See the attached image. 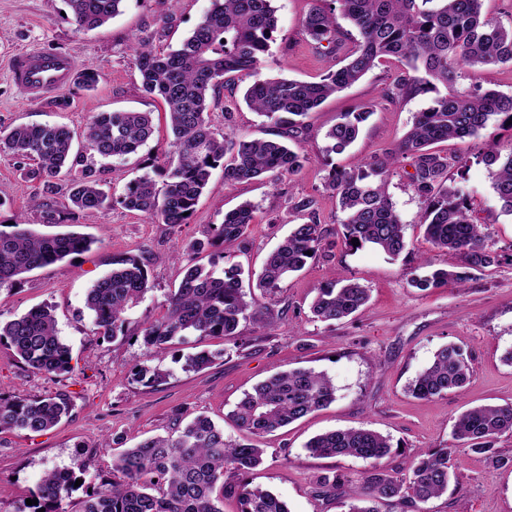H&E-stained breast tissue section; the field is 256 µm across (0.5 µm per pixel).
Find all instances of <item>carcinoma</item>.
<instances>
[{
  "mask_svg": "<svg viewBox=\"0 0 512 512\" xmlns=\"http://www.w3.org/2000/svg\"><path fill=\"white\" fill-rule=\"evenodd\" d=\"M75 24L86 30L103 26L121 13L125 0H65ZM273 0H211L180 47L167 52L145 42L133 47L142 88L167 107L172 134L171 152L153 160L151 170L129 182L112 199L103 189L95 157L124 159L144 146L153 134L145 112H100L87 125L84 148L74 147V135L65 126L19 124L0 128V151L17 160L23 177L36 181L41 196L31 207L42 223L64 225L78 217L91 219L116 202L122 207L156 216L163 224H186L207 188L212 170H224V182L248 181L273 172L295 175L306 158L283 142L216 134L208 113L210 93L224 83L252 79L245 92L247 106L275 125L299 127L326 99L358 82L378 64L397 63L400 73L384 97L400 100L419 92H434L432 104L418 113L409 130L382 158L353 168L333 166L324 188L338 199L347 244L358 239L390 256L407 248L404 225L387 192L396 164L406 159L413 168L410 186L424 205V234L431 245L462 258V270L432 268L416 281L421 289L450 282L462 284L469 271L499 262L483 222L471 207L463 188L450 180L449 171L462 158L435 149L448 141H464L492 125L512 124V96L485 89L477 74L485 68L512 63V28L483 13L484 0H321L302 19L310 40L340 48L337 39L343 18L359 39L345 64L319 80L262 78L259 66L277 33ZM445 93H439V88ZM372 113L359 106L340 115L327 132L325 158L344 153L356 140L359 124ZM482 162L501 208L512 213V147L494 141ZM164 178V191L155 177ZM68 200L66 210L57 198ZM256 205L244 202L224 214L213 240L226 246L245 242ZM326 229L316 213L298 224L268 255L258 287L269 293L292 273L300 271L317 252ZM94 239L74 231L41 234L22 220L10 232L0 230V289L12 288L23 276L90 250ZM237 266L217 270L187 259L176 290L168 296L164 313L142 329L147 349L158 348L193 333L199 337L237 335L240 319L250 304ZM152 290L147 264L138 255L113 262L112 270L88 290L85 307L93 325L106 339L125 336L128 313ZM368 290L353 279H331L318 289L311 311L332 324L360 310ZM36 373L59 377L71 372V349L59 336L54 310L42 305L21 316L0 318V343ZM215 355L200 351L185 359L184 369L199 370ZM164 358L136 373L137 381L157 384L169 376ZM470 368L463 350L449 343L437 350L433 362L409 386L420 398L459 392ZM336 388L328 375L309 368L278 372L257 384L232 411L241 430L262 437L333 402ZM72 410L64 392L39 396L0 394V433L40 434L55 427ZM512 433V405L482 406L463 412L455 421L453 437L492 464L512 460L499 454L497 438ZM308 451L322 458H359L368 463L360 484L345 489V476L330 471L314 479V493L336 497L341 491L344 512H378L377 504L399 500L414 508L447 493L451 449L425 451L410 476L399 478L385 465L392 452L388 438L367 429H337L312 438ZM265 449L224 437V429L205 415L187 423L177 437H151L122 451L113 460L117 481L104 482L86 492L83 512H224V500L234 499L237 512H289L273 493L251 487L245 476L263 463ZM81 476L73 469L44 470L29 512H65L63 502Z\"/></svg>",
  "mask_w": 512,
  "mask_h": 512,
  "instance_id": "obj_1",
  "label": "carcinoma"
}]
</instances>
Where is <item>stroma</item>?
<instances>
[{
  "mask_svg": "<svg viewBox=\"0 0 512 512\" xmlns=\"http://www.w3.org/2000/svg\"><path fill=\"white\" fill-rule=\"evenodd\" d=\"M316 0H275L278 32L260 66L261 77L284 75L301 81L319 80L341 65L356 37L350 24L342 26L338 52L306 37L301 20ZM211 6V0H125L121 15L103 27L84 31L66 16L65 0H0V126L58 124L83 133L100 112L150 113L154 133L146 146L126 160L109 162L102 177L112 196L142 174L153 155L170 149L172 135L160 100L141 87L131 47L140 40L154 48L176 47ZM25 48H47L72 55L78 67L98 72L95 89L69 85L62 91L67 107L53 100H33L8 78V61ZM397 74L395 66L374 68L359 82L327 99L304 120L299 137L289 146L310 163L294 177L260 178L225 183L222 169L212 172L188 223L171 226L157 217L121 205L83 222L79 230L95 240L79 258H67L25 275L20 284L0 290V315L19 316L30 309L52 306L62 340L72 352V370L55 378L29 371L13 352L0 344V392L35 396L61 391L73 403L69 418L40 435L0 434V512H24L43 471L51 466L81 467L86 486L112 480V460L123 449L151 436H177L196 415L223 427L225 437L240 441L244 434L231 413L244 394L275 372L312 368L325 372L336 387V399L271 434L259 438L265 448L263 464L248 475L251 484L273 492L290 512H343L340 501L315 496L314 478L329 470L359 483L365 461L348 457L312 456L306 443L315 435L365 427L389 438L393 451L387 464L408 477L422 451L451 448L449 463L456 478L447 494L420 507L421 512H512V466L499 468L484 456L455 443L452 431L458 416L481 405H512V365L503 360L512 349V214L502 212L486 177L481 155L492 138L512 144L511 130L488 128L456 144L465 163L464 186L485 230L502 253L500 263L472 271L463 285L453 283L422 290L411 280L425 274L424 259L438 268L460 266L458 256L438 251L424 236L423 205L409 185L407 164L388 180V193L405 226L408 247L392 257L370 247L345 245L335 196L323 188L325 133L339 113L369 104L372 115L362 123L350 149L333 156L336 166L351 168L381 156L412 125L418 112L432 102L420 93L392 102L382 92ZM242 85H228L211 104L209 120L218 133L249 138H273L278 130L242 100ZM37 183L25 180L10 156L0 153V225L16 218L52 234L30 206ZM314 200L313 212L294 210L293 202ZM258 206L247 231L246 250L210 247L216 225L243 201ZM317 215L328 229L316 255L273 294L257 288L268 254L294 225ZM202 241V260L218 267L240 266L252 312L240 321L234 339L187 336L166 345L164 363L171 374L153 386L135 374L151 366L142 342L144 322L159 318L167 296L182 278L175 252ZM134 254L148 265L152 289L129 314L126 336L107 340L95 335L85 307L87 290L112 268L114 259ZM356 278L369 290V301L355 315L329 325L316 321L310 303L331 278ZM464 349L470 378L458 392L432 399L412 395L408 387L443 345ZM200 350L214 352L207 368L183 370L178 359Z\"/></svg>",
  "mask_w": 512,
  "mask_h": 512,
  "instance_id": "35a3bbf8",
  "label": "stroma"
}]
</instances>
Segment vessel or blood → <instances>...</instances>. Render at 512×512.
Wrapping results in <instances>:
<instances>
[{
	"instance_id": "1",
	"label": "vessel or blood",
	"mask_w": 512,
	"mask_h": 512,
	"mask_svg": "<svg viewBox=\"0 0 512 512\" xmlns=\"http://www.w3.org/2000/svg\"><path fill=\"white\" fill-rule=\"evenodd\" d=\"M12 83L28 97L45 98L69 86L74 71L71 56L45 49H25L13 54L8 62Z\"/></svg>"
}]
</instances>
